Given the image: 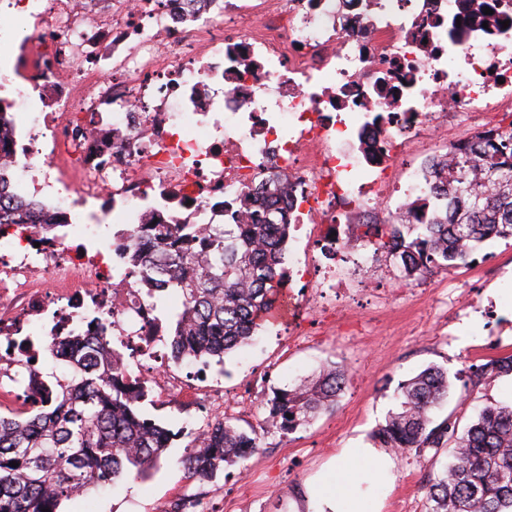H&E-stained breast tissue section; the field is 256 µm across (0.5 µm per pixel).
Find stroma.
<instances>
[{
  "mask_svg": "<svg viewBox=\"0 0 512 512\" xmlns=\"http://www.w3.org/2000/svg\"><path fill=\"white\" fill-rule=\"evenodd\" d=\"M473 264L435 271L401 284L392 258L382 259L384 276L357 294L355 304L369 321L368 335L312 336L290 343L291 321H268L255 344L239 348L223 363L170 364L188 382L186 395L149 392L143 413L172 430L174 438L144 477L116 486H99L62 501L59 512H173L177 503L195 502V512H317L310 498L315 478L335 464L343 449L374 444L379 428L396 408L401 384L426 367L447 369V402L435 419L450 416L466 428L485 406L512 402V375H490L472 385L470 368L512 355V239L480 244ZM466 285L475 304L459 319L448 316V298ZM333 362L348 371L336 410L285 434L266 422L274 389ZM241 400L228 419L255 430L262 450L243 466H233L209 481L190 480L182 464L191 445L215 412L208 397ZM446 453L396 457L389 487H382L365 465L354 477L378 512H428L424 489L428 474Z\"/></svg>",
  "mask_w": 512,
  "mask_h": 512,
  "instance_id": "obj_1",
  "label": "stroma"
}]
</instances>
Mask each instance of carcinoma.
<instances>
[{"instance_id": "cac0c4a2", "label": "carcinoma", "mask_w": 512, "mask_h": 512, "mask_svg": "<svg viewBox=\"0 0 512 512\" xmlns=\"http://www.w3.org/2000/svg\"><path fill=\"white\" fill-rule=\"evenodd\" d=\"M423 224H368L364 235L398 260L402 281L467 262L491 236L512 238V122L448 146L430 160ZM245 224H212L207 235L179 224H140L124 256L152 294L182 296L171 334V360L221 363L248 344L288 288L285 213L252 211L237 203ZM42 357L63 362L68 374L47 381L26 356L21 367L33 388L31 416H0V512H57L60 502L92 486L143 476L168 448L170 430L139 409L146 398L120 377L122 355L106 337L58 336ZM346 369L328 364L294 386L277 388L266 422L289 433L336 407ZM398 408L377 433L400 455L427 448L451 460L430 475V512H512V406L483 408L463 432L432 411L448 399V374L429 366L399 388ZM183 460L188 477L208 481L259 453L258 436L216 419ZM19 466H12V462Z\"/></svg>"}]
</instances>
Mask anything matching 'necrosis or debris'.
I'll use <instances>...</instances> for the list:
<instances>
[{"mask_svg": "<svg viewBox=\"0 0 512 512\" xmlns=\"http://www.w3.org/2000/svg\"><path fill=\"white\" fill-rule=\"evenodd\" d=\"M6 2L0 199H39L51 230L35 241L22 216L0 236V378L24 349L104 323L133 384L182 393L159 366L166 326L121 265L131 224L238 223L240 194L272 175L307 241L362 243L342 269L298 272L297 336L342 317L320 298L367 285L362 224L424 192L421 173L392 181L394 163L445 138L442 115L512 107V0H486L489 26L463 0ZM106 225L111 244L91 248Z\"/></svg>", "mask_w": 512, "mask_h": 512, "instance_id": "1", "label": "necrosis or debris"}]
</instances>
